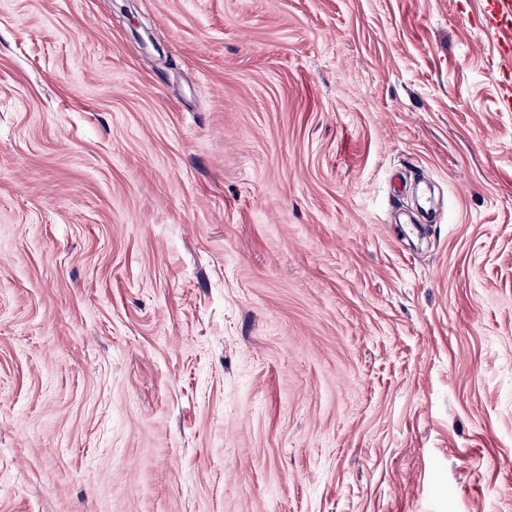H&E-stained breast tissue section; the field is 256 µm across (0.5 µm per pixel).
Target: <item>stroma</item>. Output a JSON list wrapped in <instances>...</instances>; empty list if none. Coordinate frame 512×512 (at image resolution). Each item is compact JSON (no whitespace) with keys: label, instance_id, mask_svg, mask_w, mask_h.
Instances as JSON below:
<instances>
[{"label":"stroma","instance_id":"35a3bbf8","mask_svg":"<svg viewBox=\"0 0 512 512\" xmlns=\"http://www.w3.org/2000/svg\"><path fill=\"white\" fill-rule=\"evenodd\" d=\"M488 2L0 0V512H512Z\"/></svg>","mask_w":512,"mask_h":512}]
</instances>
